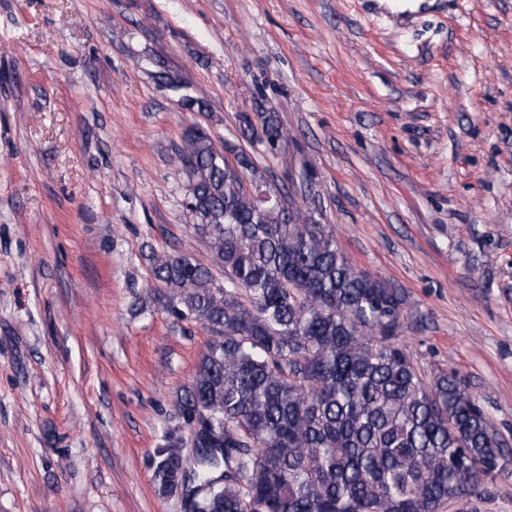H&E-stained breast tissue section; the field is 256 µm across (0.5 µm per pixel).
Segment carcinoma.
<instances>
[{
	"mask_svg": "<svg viewBox=\"0 0 512 512\" xmlns=\"http://www.w3.org/2000/svg\"><path fill=\"white\" fill-rule=\"evenodd\" d=\"M257 118L241 116L244 138L286 139ZM177 155L186 224L211 265L150 250L149 299L210 340L152 460L160 496L192 512H466L487 479L512 475V447L476 397L415 366L399 289L356 269L288 194L262 198L268 180L244 150L190 125Z\"/></svg>",
	"mask_w": 512,
	"mask_h": 512,
	"instance_id": "carcinoma-1",
	"label": "carcinoma"
}]
</instances>
